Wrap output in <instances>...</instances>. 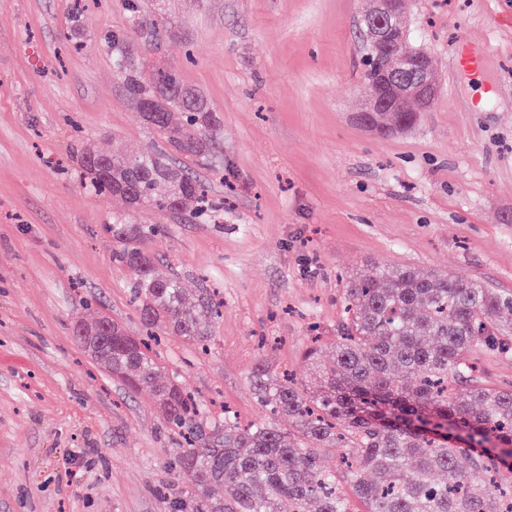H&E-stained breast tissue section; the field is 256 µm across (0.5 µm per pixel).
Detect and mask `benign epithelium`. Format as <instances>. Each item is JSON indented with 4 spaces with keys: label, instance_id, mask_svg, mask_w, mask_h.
<instances>
[{
    "label": "benign epithelium",
    "instance_id": "benign-epithelium-1",
    "mask_svg": "<svg viewBox=\"0 0 512 512\" xmlns=\"http://www.w3.org/2000/svg\"><path fill=\"white\" fill-rule=\"evenodd\" d=\"M407 0H369L362 22L372 51L369 93L356 114L370 132L388 136L411 129L433 106L438 92L437 65L424 49L409 41ZM383 112H396L400 123L386 127Z\"/></svg>",
    "mask_w": 512,
    "mask_h": 512
}]
</instances>
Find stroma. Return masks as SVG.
I'll return each mask as SVG.
<instances>
[{"instance_id": "1", "label": "stroma", "mask_w": 512, "mask_h": 512, "mask_svg": "<svg viewBox=\"0 0 512 512\" xmlns=\"http://www.w3.org/2000/svg\"><path fill=\"white\" fill-rule=\"evenodd\" d=\"M0 0V512H160L191 483L148 392H129L73 329L86 311L130 330L131 274L107 226L118 197L80 185V154L156 149L127 102L105 35L127 32L143 72L175 68L221 118L216 165L192 168L224 221L143 212L158 267L223 300L208 351L164 337L159 361L212 414L266 418L256 363L305 378L317 327L338 333L339 279L409 265L512 295V0H411L410 39L439 64V95L410 131L353 118L365 0ZM80 39L74 49L66 34ZM485 41L463 71V38Z\"/></svg>"}]
</instances>
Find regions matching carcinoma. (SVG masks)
Listing matches in <instances>:
<instances>
[{
    "mask_svg": "<svg viewBox=\"0 0 512 512\" xmlns=\"http://www.w3.org/2000/svg\"><path fill=\"white\" fill-rule=\"evenodd\" d=\"M125 7L134 26L158 28L134 0ZM104 46L117 64L131 41L114 33ZM141 64L120 69L135 109L161 81L184 86L173 68L144 80ZM156 110L162 121L155 129L170 150L87 147L81 184L123 197L134 212L194 203V217L218 221L223 215L205 186L169 163L172 150L199 166L212 162L217 113L195 89L190 100L161 96ZM110 232L113 258L133 274L130 302L142 331L209 348L219 311L204 291L187 304L179 279L157 270L144 247L155 227L114 215ZM341 305L331 362H321L314 345L303 356L316 390L256 366L252 391L268 417L248 425L228 413L211 418L202 399L166 376L147 341L112 323V351L92 358L131 390L149 391L182 439L173 468L193 478L188 488L160 495V512L181 504L183 512H354V498L364 512H512V390L486 385L470 363L478 348L512 343V324L499 320L512 297L463 276L374 266L347 278ZM326 451L339 458L334 471L318 465Z\"/></svg>",
    "mask_w": 512,
    "mask_h": 512,
    "instance_id": "1",
    "label": "carcinoma"
}]
</instances>
